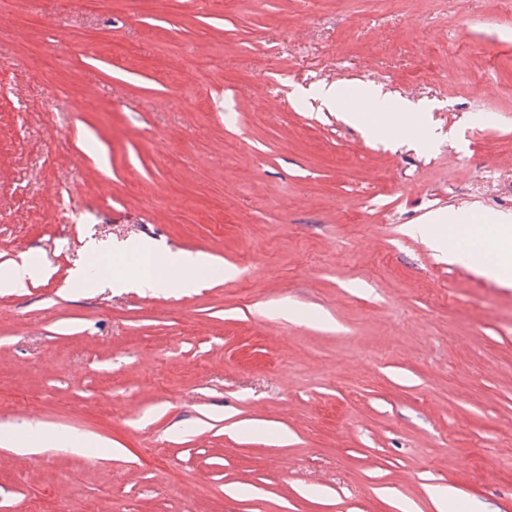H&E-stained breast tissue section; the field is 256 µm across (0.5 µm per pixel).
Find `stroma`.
I'll list each match as a JSON object with an SVG mask.
<instances>
[{"mask_svg": "<svg viewBox=\"0 0 512 512\" xmlns=\"http://www.w3.org/2000/svg\"><path fill=\"white\" fill-rule=\"evenodd\" d=\"M38 13L0 8V275L50 271L0 293V512H512V277L412 231L512 215V0ZM336 81L411 109L376 137ZM148 248L212 271L105 287ZM47 268L40 262L35 261L28 255L21 264H16L15 268L8 272L3 278H0V290L5 293H11L21 288H26L28 281H34L40 276L47 275Z\"/></svg>", "mask_w": 512, "mask_h": 512, "instance_id": "obj_1", "label": "stroma"}]
</instances>
